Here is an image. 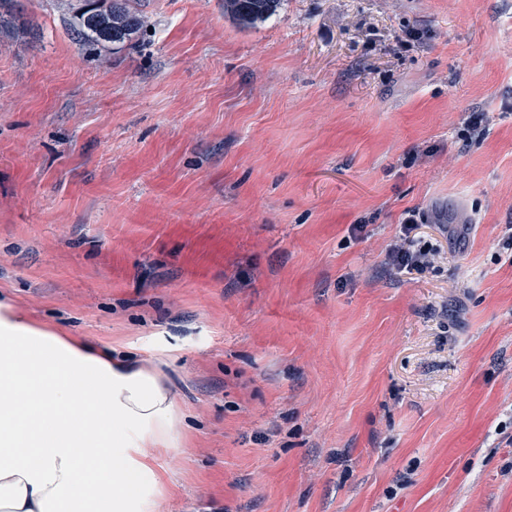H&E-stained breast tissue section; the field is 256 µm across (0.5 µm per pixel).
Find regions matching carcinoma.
<instances>
[{
	"mask_svg": "<svg viewBox=\"0 0 512 512\" xmlns=\"http://www.w3.org/2000/svg\"><path fill=\"white\" fill-rule=\"evenodd\" d=\"M114 0H85L78 12L69 4L71 31L83 44L97 48L112 44L123 46L131 42L144 28L145 15L138 8V0H122L117 9ZM281 0H224V15L242 26L253 25L274 14ZM23 7L21 0H0V32L12 34L27 31L16 23Z\"/></svg>",
	"mask_w": 512,
	"mask_h": 512,
	"instance_id": "1",
	"label": "carcinoma"
}]
</instances>
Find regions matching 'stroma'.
<instances>
[{"instance_id":"obj_1","label":"stroma","mask_w":512,"mask_h":512,"mask_svg":"<svg viewBox=\"0 0 512 512\" xmlns=\"http://www.w3.org/2000/svg\"><path fill=\"white\" fill-rule=\"evenodd\" d=\"M21 2L0 304L171 388L156 512H512V0H144L119 50ZM280 4L281 0H224V15L248 26L274 14ZM417 224L416 213L407 212L401 222V236L389 253L390 265L397 273L403 271L424 273L441 258L432 246L417 245L414 236L411 235Z\"/></svg>"}]
</instances>
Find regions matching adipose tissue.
Instances as JSON below:
<instances>
[{
	"mask_svg": "<svg viewBox=\"0 0 512 512\" xmlns=\"http://www.w3.org/2000/svg\"><path fill=\"white\" fill-rule=\"evenodd\" d=\"M176 417L156 373L0 310V512H154Z\"/></svg>",
	"mask_w": 512,
	"mask_h": 512,
	"instance_id": "adipose-tissue-1",
	"label": "adipose tissue"
}]
</instances>
